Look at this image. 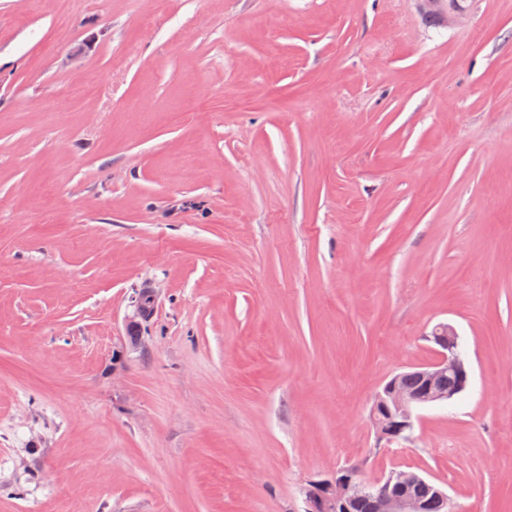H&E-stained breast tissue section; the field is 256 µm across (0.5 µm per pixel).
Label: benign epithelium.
<instances>
[{
	"instance_id": "benign-epithelium-1",
	"label": "benign epithelium",
	"mask_w": 512,
	"mask_h": 512,
	"mask_svg": "<svg viewBox=\"0 0 512 512\" xmlns=\"http://www.w3.org/2000/svg\"><path fill=\"white\" fill-rule=\"evenodd\" d=\"M147 302H155L154 292L146 288L136 290L133 300L136 314L145 321L153 313L145 306ZM429 340L437 346V359L411 370L421 387L406 389L400 384L402 374L399 373L383 384L374 399L370 418L379 443L390 445L410 440L414 430V409L447 402L469 385L470 372L459 350L455 328L441 323L432 330ZM414 482L428 485L433 497L427 500L410 497L406 489ZM382 483L384 492L375 500V512H454L448 494L415 472H393L382 479ZM372 494L373 486L358 478L357 469L341 468L333 479L309 485L306 512H348L350 501Z\"/></svg>"
}]
</instances>
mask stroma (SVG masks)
<instances>
[{"label": "stroma", "mask_w": 512, "mask_h": 512, "mask_svg": "<svg viewBox=\"0 0 512 512\" xmlns=\"http://www.w3.org/2000/svg\"><path fill=\"white\" fill-rule=\"evenodd\" d=\"M440 323L470 385L379 447ZM347 465L512 512V0H0V512Z\"/></svg>", "instance_id": "1"}]
</instances>
